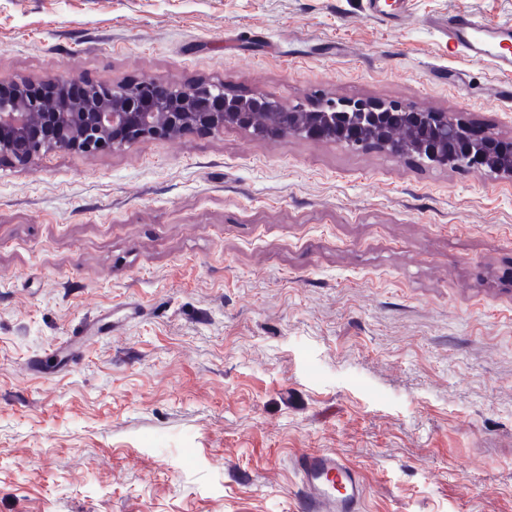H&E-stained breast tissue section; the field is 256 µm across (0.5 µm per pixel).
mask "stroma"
Wrapping results in <instances>:
<instances>
[{
  "label": "stroma",
  "instance_id": "obj_1",
  "mask_svg": "<svg viewBox=\"0 0 512 512\" xmlns=\"http://www.w3.org/2000/svg\"><path fill=\"white\" fill-rule=\"evenodd\" d=\"M456 13L512 0H0V78L512 136ZM310 450L361 512H512V181L231 126L0 164V512H299Z\"/></svg>",
  "mask_w": 512,
  "mask_h": 512
}]
</instances>
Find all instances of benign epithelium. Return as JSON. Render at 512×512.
<instances>
[{
	"instance_id": "obj_1",
	"label": "benign epithelium",
	"mask_w": 512,
	"mask_h": 512,
	"mask_svg": "<svg viewBox=\"0 0 512 512\" xmlns=\"http://www.w3.org/2000/svg\"><path fill=\"white\" fill-rule=\"evenodd\" d=\"M18 87L13 98L0 99V130H11L9 141L0 138V160L21 167L43 151V143L30 131L44 123L57 129L61 147L94 152L108 146L111 133H120L131 142L159 139L193 126L219 131L228 125H246L257 112H280L285 114L286 134L327 137L340 144L371 133L388 147L396 133L402 132L398 155L427 150L431 163L440 167L454 164L455 146L463 142L465 153L475 156L473 172L512 179V151L498 147V134L483 132L475 147L469 137L470 126L456 116L380 99H349L315 109L286 108L267 94L228 98L220 82L191 89L170 88L154 96L150 95L154 83L143 82L137 90L90 87L83 97L63 103L61 110L55 99L30 91L23 83Z\"/></svg>"
}]
</instances>
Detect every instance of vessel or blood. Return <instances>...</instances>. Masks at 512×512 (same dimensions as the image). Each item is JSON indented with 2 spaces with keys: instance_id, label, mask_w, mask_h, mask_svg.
Returning a JSON list of instances; mask_svg holds the SVG:
<instances>
[{
  "instance_id": "b4317fda",
  "label": "vessel or blood",
  "mask_w": 512,
  "mask_h": 512,
  "mask_svg": "<svg viewBox=\"0 0 512 512\" xmlns=\"http://www.w3.org/2000/svg\"><path fill=\"white\" fill-rule=\"evenodd\" d=\"M449 44L469 57L512 74V27L491 26L469 13L450 15L443 27ZM294 468L301 479L302 512H359L365 486L356 469L333 451H307Z\"/></svg>"
}]
</instances>
